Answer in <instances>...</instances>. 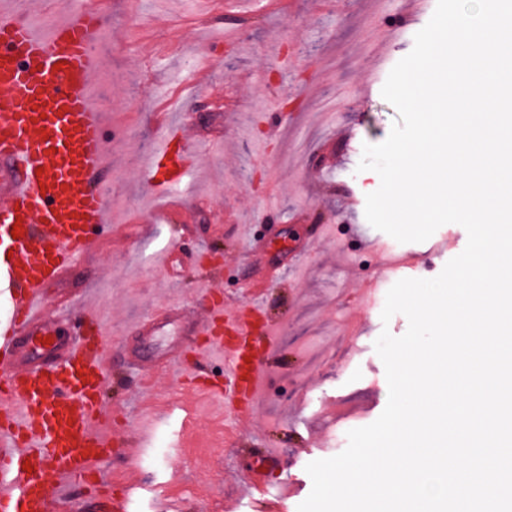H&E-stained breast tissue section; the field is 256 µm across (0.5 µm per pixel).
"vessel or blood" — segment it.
Here are the masks:
<instances>
[{"label":"vessel or blood","mask_w":512,"mask_h":512,"mask_svg":"<svg viewBox=\"0 0 512 512\" xmlns=\"http://www.w3.org/2000/svg\"><path fill=\"white\" fill-rule=\"evenodd\" d=\"M60 18L39 24L33 0H0V512H70L62 484L90 476L112 452V416L102 404L111 354L93 303L50 298L79 255L95 250L110 224L109 122L89 85L103 65L95 37L100 7L60 0ZM188 144L160 140L147 163L153 185L188 175ZM140 329L150 336L205 339L183 358L122 354L145 376L178 367L191 393L223 401L226 415L246 419L267 382L275 348L267 330L240 305L211 301L202 318L175 302L158 305ZM224 365L204 381L199 365ZM276 452L263 449L249 485L265 496V470Z\"/></svg>","instance_id":"b4317fda"}]
</instances>
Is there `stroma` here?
I'll use <instances>...</instances> for the list:
<instances>
[{
	"mask_svg": "<svg viewBox=\"0 0 512 512\" xmlns=\"http://www.w3.org/2000/svg\"><path fill=\"white\" fill-rule=\"evenodd\" d=\"M436 5L291 0L245 13L210 0L204 16L198 0H107V52L92 83L111 90L108 187L112 221L127 230L105 237L50 292L91 293L108 311L107 344L150 354L169 342L139 330L153 305L175 297L196 314L200 288L213 284L231 301L259 300L281 355L242 422L188 396L176 370L156 372L146 386L138 368L113 364L103 404L122 444L101 471L113 490L132 487L134 512H164L170 499L183 512H225L229 498L238 499L236 512H254L241 493L263 448L280 451L270 498L280 512H297L312 489L307 464L340 454L348 425H370L383 412L389 388L375 342L385 329L402 336L409 323L400 313L382 321L365 282L436 277L468 240L448 223L392 258L387 234L365 217L380 178L357 169L364 144L383 142L398 119L381 90ZM204 56L211 69L185 84L171 112L198 162L171 190L184 208L161 223L156 210L171 191L146 182L147 157L164 132L155 106L168 93V62L189 73ZM159 436L170 454L147 463ZM131 448L138 456H128Z\"/></svg>",
	"mask_w": 512,
	"mask_h": 512,
	"instance_id": "35a3bbf8",
	"label": "stroma"
}]
</instances>
